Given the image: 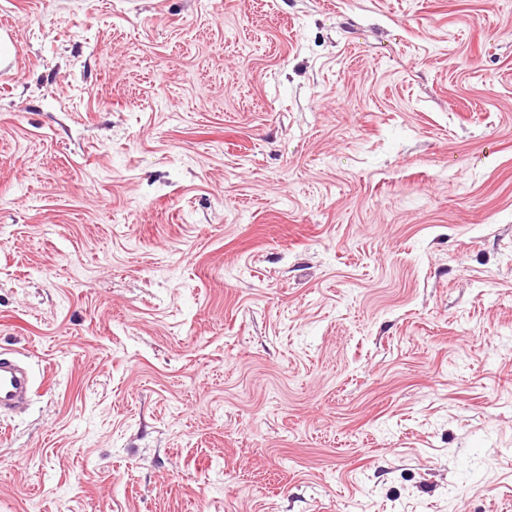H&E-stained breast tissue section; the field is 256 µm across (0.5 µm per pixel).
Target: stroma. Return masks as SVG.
<instances>
[{"instance_id":"stroma-1","label":"stroma","mask_w":512,"mask_h":512,"mask_svg":"<svg viewBox=\"0 0 512 512\" xmlns=\"http://www.w3.org/2000/svg\"><path fill=\"white\" fill-rule=\"evenodd\" d=\"M0 27V512H512V0ZM34 380L20 361L0 354V412H9L32 400Z\"/></svg>"}]
</instances>
